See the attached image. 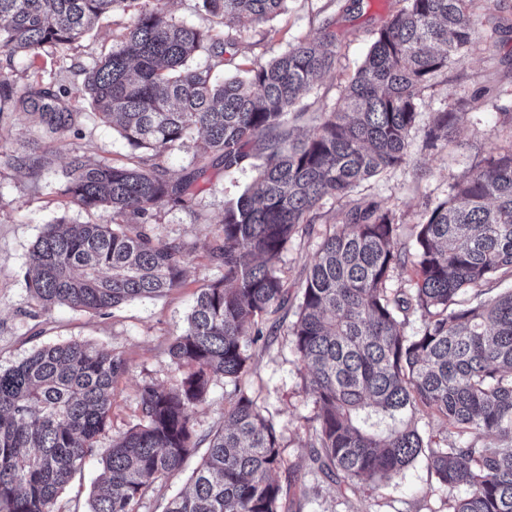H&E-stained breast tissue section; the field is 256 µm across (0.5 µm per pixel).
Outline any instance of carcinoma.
I'll use <instances>...</instances> for the list:
<instances>
[{"label": "carcinoma", "mask_w": 512, "mask_h": 512, "mask_svg": "<svg viewBox=\"0 0 512 512\" xmlns=\"http://www.w3.org/2000/svg\"><path fill=\"white\" fill-rule=\"evenodd\" d=\"M158 2L0 0V130L5 114L19 111L52 140L75 128L81 108L51 76L17 85L14 57H64L102 17L136 8L112 52L85 71L83 88L101 121L139 154L124 165L92 163L74 145L59 184L87 213L133 223L48 225L27 273L42 309L105 316L181 287L186 252L155 238L157 208L192 209L197 183L216 166L255 172L224 201L211 251L224 274L200 290L170 346L173 382L142 386L138 422L110 447L98 448V439L111 421L113 383L127 370L120 355L71 340L0 369V512H60L62 493L96 455L102 473L86 512H137L150 484L178 471L202 442L196 414L219 381L233 385L224 422L207 435L191 490L165 512H282L273 477L281 435L241 389L263 318L290 300L282 253L324 198L346 197L404 162L423 89L461 62L476 26L474 0H404L375 32L339 102L299 135L288 114L334 67L333 35L291 44L218 83L212 69L237 54V42L167 16ZM286 2L201 0L200 9L230 27L267 22ZM200 54L212 64H193ZM470 104L463 97L433 113L423 148L450 144ZM194 137L189 171L172 178L166 158ZM9 163L38 174L48 157L35 148ZM398 229L392 211L354 204L324 238L297 296L288 335L316 406L313 461L354 488L389 482L422 457L440 485L465 489L450 512H512V290L470 306L458 300L512 277V146L490 147L453 182L411 244ZM410 259L413 288L389 294L387 282ZM417 312L424 327L409 335ZM419 413L486 441L434 448Z\"/></svg>", "instance_id": "obj_1"}]
</instances>
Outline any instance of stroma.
Listing matches in <instances>:
<instances>
[{
  "instance_id": "obj_1",
  "label": "stroma",
  "mask_w": 512,
  "mask_h": 512,
  "mask_svg": "<svg viewBox=\"0 0 512 512\" xmlns=\"http://www.w3.org/2000/svg\"><path fill=\"white\" fill-rule=\"evenodd\" d=\"M402 5V0H361L356 6L351 0H287L284 11L266 23L242 22L230 27L238 53L233 61L215 67L214 74L220 78L239 65L267 63L300 39L335 34L334 68L312 91L304 93L298 105L302 116L296 126L299 132H309L313 117L337 103L363 61L374 32ZM472 9L479 19L473 43L460 65L439 73L424 89L426 110L420 117V129L411 136L405 162L364 182L351 198L321 201V218L313 232L296 233L283 252L281 268L290 287L300 285L323 238L340 224L351 200L393 211L400 241H411L425 201L444 200L450 183L464 175L490 145L512 144V128L498 121L499 107H512V0H475ZM130 20V15L118 14L100 21L71 53L79 67L92 68L106 56ZM44 71L55 73L83 110L76 132L61 140L43 137L17 112L0 127V368L17 364L43 345L75 339L122 355L127 370L114 382L111 422L98 442L105 448L113 436L137 422L140 389L145 383H171L170 345L185 326L200 289L220 276L209 247L224 218V200L250 182L252 173L247 168L231 175L210 170L207 181L199 185L194 211L167 205L158 208L155 236L164 243H182L188 250L181 288L120 306L106 316L68 307L40 309L26 281L36 240L47 225L58 220L80 224L89 219L84 210L58 193L70 146H81L94 161L121 163L131 153L119 133L86 106L83 77L76 69L62 66L44 52L21 53L14 58L12 77L18 83ZM461 96L470 97L471 105L453 143L431 151L422 149V128L430 123L433 112ZM36 147L48 150V169L33 175L8 165L9 156ZM293 319L294 311L288 308L265 320L268 336L265 343L252 348L251 371L241 382L244 392L282 435L283 462L275 477L283 489V512H449L450 504L462 497V490L439 486L421 461L389 483L364 485L346 493L317 471L310 446L314 399L303 388L292 350L288 326ZM196 464V459H189L181 472L152 483L138 512H163L172 496L187 490Z\"/></svg>"
}]
</instances>
